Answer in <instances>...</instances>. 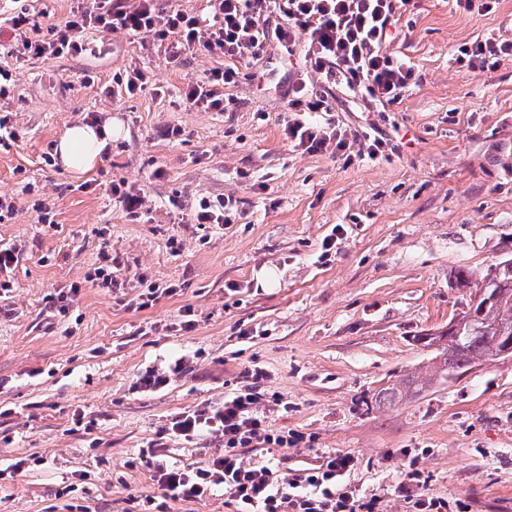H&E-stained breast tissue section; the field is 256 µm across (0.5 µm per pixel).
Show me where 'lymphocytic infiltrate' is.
<instances>
[{"mask_svg":"<svg viewBox=\"0 0 512 512\" xmlns=\"http://www.w3.org/2000/svg\"><path fill=\"white\" fill-rule=\"evenodd\" d=\"M213 22L202 25L198 16L164 8L160 0H90L89 6L72 10L66 21L49 28L22 11L11 19L20 41L0 44V51L37 58L79 55L85 52L84 37L92 28L121 31L139 39L142 46L165 48L169 62L182 54L203 50L237 62L262 56L275 45L292 51L305 44L312 68L346 91L370 102L390 104L415 77L410 62L392 57L385 50L399 37L397 10L412 0H212ZM48 37H41V30ZM460 53L472 69L484 70L512 60V41L493 36L476 39ZM230 67H216L200 81L187 83L183 92L186 108L221 112L224 88L235 81ZM288 116L282 125L286 141L309 153L343 158L351 165L381 156L384 138L365 136L354 148V134L334 121L312 120L315 112H330L334 106L325 95L306 85L288 88ZM242 217L232 196L202 198L192 213L196 224H234ZM264 371L252 369L251 384L225 395L223 402L203 410L185 412L171 423L172 433L186 440L205 435L224 439V453L204 467L180 468L158 459L152 478L165 495L195 502L223 488L235 512H381L377 499L361 497L346 483L354 466L352 456L326 453L321 464L288 480H279L268 461L244 462L247 448L287 449L302 443L303 435L271 429L259 408L261 395L255 383Z\"/></svg>","mask_w":512,"mask_h":512,"instance_id":"obj_1","label":"lymphocytic infiltrate"}]
</instances>
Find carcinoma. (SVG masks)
I'll use <instances>...</instances> for the list:
<instances>
[{"mask_svg": "<svg viewBox=\"0 0 512 512\" xmlns=\"http://www.w3.org/2000/svg\"><path fill=\"white\" fill-rule=\"evenodd\" d=\"M478 283L490 289L493 302L483 307L471 306L465 312L470 317L469 324L462 332L449 330L441 338L435 349L437 360L435 374L446 378L448 368L465 370L477 362H489L500 358L502 346L507 338H512V262H497L477 274L470 270L462 271ZM431 379L421 374L407 373L380 388L365 402L366 406H392L418 396L429 385Z\"/></svg>", "mask_w": 512, "mask_h": 512, "instance_id": "obj_1", "label": "carcinoma"}]
</instances>
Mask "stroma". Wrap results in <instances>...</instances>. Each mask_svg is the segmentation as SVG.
<instances>
[{"instance_id": "35a3bbf8", "label": "stroma", "mask_w": 512, "mask_h": 512, "mask_svg": "<svg viewBox=\"0 0 512 512\" xmlns=\"http://www.w3.org/2000/svg\"><path fill=\"white\" fill-rule=\"evenodd\" d=\"M76 5L0 0V41L13 39L19 10L47 26ZM508 18L512 0L488 13L415 0L387 47L415 68L400 100L367 112L332 90L333 119L390 144L350 166L282 136L289 84L329 88L300 45L239 66L222 112L182 102L188 82L223 63L201 50L174 66L123 32L91 29L80 56L0 54L15 84L0 114L19 132L0 149V195L15 206L0 246L22 250L0 296V461L25 462L0 478V512H234L220 490L164 497L141 454L181 468L222 455V437L188 442L167 428L247 385L256 367L271 428L304 437L276 454L285 479L340 451L355 458L348 483L384 512H416L398 491L410 472L448 512H512V357L391 407L363 403L390 379L429 371L419 336L445 329L473 294L456 272L512 252V61L478 72L459 57L463 44L501 36ZM135 68L146 89L113 93ZM94 119L115 133L91 171L45 162L72 122ZM121 181L141 189L143 220L109 194ZM217 195L238 199L243 222L190 223L198 200ZM40 198L54 202L56 226L37 223ZM105 251L118 261L110 289L85 280ZM73 284L77 300L59 315ZM147 284L179 290L141 309ZM179 357L185 368L165 387L138 389L145 370Z\"/></svg>"}]
</instances>
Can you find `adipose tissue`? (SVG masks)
Masks as SVG:
<instances>
[{
  "label": "adipose tissue",
  "mask_w": 512,
  "mask_h": 512,
  "mask_svg": "<svg viewBox=\"0 0 512 512\" xmlns=\"http://www.w3.org/2000/svg\"><path fill=\"white\" fill-rule=\"evenodd\" d=\"M112 142V125L71 124L57 144V153L65 168L81 175L90 171L101 152Z\"/></svg>",
  "instance_id": "adipose-tissue-1"
}]
</instances>
